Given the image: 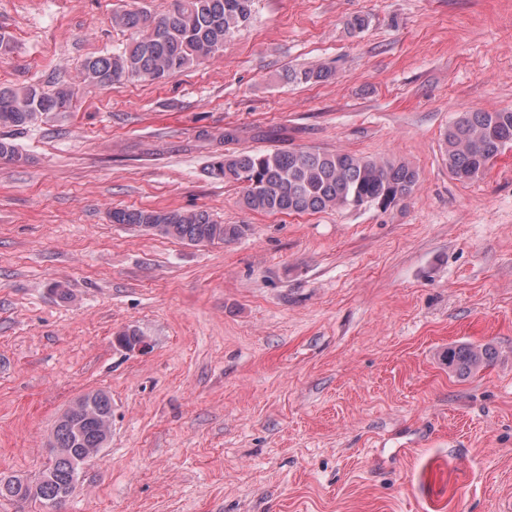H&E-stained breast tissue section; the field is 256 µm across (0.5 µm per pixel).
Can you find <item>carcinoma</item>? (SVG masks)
I'll return each instance as SVG.
<instances>
[{
    "mask_svg": "<svg viewBox=\"0 0 512 512\" xmlns=\"http://www.w3.org/2000/svg\"><path fill=\"white\" fill-rule=\"evenodd\" d=\"M254 0H173L161 12L125 11L113 22L133 31L131 40L112 54L86 58L82 82L105 88L115 81L160 82L197 66L224 48L226 36L251 19ZM327 67L293 71L300 84L322 82ZM77 95L65 81L47 94L29 84L0 90V126L23 127L50 112H66ZM448 172L468 182L482 175L512 145V109H474L461 113L444 134ZM209 173L242 188L243 204L265 213L321 212L340 206L376 204L384 209L409 196L420 175L406 162L374 160L346 152L275 149L224 153L213 157ZM112 223L141 227L190 244L229 242L243 233L240 224H219L205 211L118 209ZM448 369L470 376L493 360L486 345H456L446 354ZM79 409L59 418L54 447L41 476L34 482L0 478V497L17 501L58 503L75 482L83 449L101 447L99 421L112 415V400L104 392L81 397Z\"/></svg>",
    "mask_w": 512,
    "mask_h": 512,
    "instance_id": "carcinoma-1",
    "label": "carcinoma"
}]
</instances>
